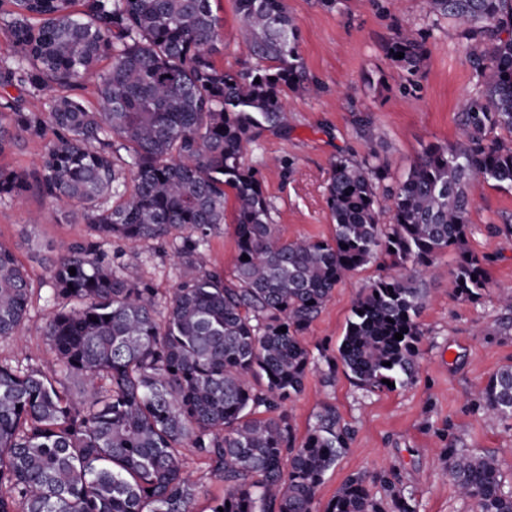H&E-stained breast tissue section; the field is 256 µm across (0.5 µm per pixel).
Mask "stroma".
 Here are the masks:
<instances>
[{
  "label": "stroma",
  "mask_w": 512,
  "mask_h": 512,
  "mask_svg": "<svg viewBox=\"0 0 512 512\" xmlns=\"http://www.w3.org/2000/svg\"><path fill=\"white\" fill-rule=\"evenodd\" d=\"M300 27V53L320 91L308 97L286 91L288 127L264 131L247 145L244 161L259 170L271 216L289 240H324L333 234L325 187L336 159L363 161L376 152L396 185L430 144L455 142L458 114L476 92L470 43L453 21L432 19L426 0H341L329 10L317 0H287ZM221 38L213 58L227 69L252 65L237 40L241 19L235 0H213ZM413 32L423 59L416 74L391 60L388 46L401 30ZM46 152L42 139L20 137L0 152V165L35 178ZM512 219V187L480 185L469 212L467 247L483 258L488 288L475 302L453 295L448 273L455 249L438 255L416 283L425 294L418 321L420 369L411 384L370 393L344 372L325 384L311 371L303 392L285 410L297 437H304L323 402L335 405L354 432L351 445L327 472L315 508L324 512L338 489L358 472L395 474L412 495L415 512H473L456 493L439 456L448 441L494 456L512 482V420L493 421L475 406L478 389L497 370L512 365V308L500 300L512 293V236L498 226ZM70 208L52 205L37 192L24 204L0 202V244L26 268L33 288L17 337L0 339V361H22L51 371L57 361L44 334L56 310L50 298V246L92 238ZM132 280L150 283L167 298L182 269L172 243L137 247L113 239L100 244ZM378 256L340 283L307 333L316 359L333 358L355 299L379 276L397 274Z\"/></svg>",
  "instance_id": "1"
}]
</instances>
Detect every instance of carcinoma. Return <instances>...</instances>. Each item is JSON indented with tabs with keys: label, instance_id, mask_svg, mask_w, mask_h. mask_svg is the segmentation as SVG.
<instances>
[{
	"label": "carcinoma",
	"instance_id": "1",
	"mask_svg": "<svg viewBox=\"0 0 512 512\" xmlns=\"http://www.w3.org/2000/svg\"><path fill=\"white\" fill-rule=\"evenodd\" d=\"M239 37L254 64L217 66L220 20L212 0H0V152L16 137L49 138L34 181L0 167V201L36 190L77 207L104 241H181L183 274L159 309L155 289L128 280L97 244L73 241L51 265L60 308L45 328L58 369L0 363V512H194L201 485L183 451L224 483L209 512H314L328 470L352 432L323 403L302 440L284 410L313 365L305 334L336 286L378 255L408 267L374 281L353 304L337 365L369 392L404 386L416 371L424 304L416 268L452 247L456 296L474 301L487 281L467 249L470 187H512V0H428L472 42L479 89L461 112V138L428 147L396 186L371 154L339 159L326 188L329 240L283 239L245 144L288 126L287 90L309 92L300 32L286 0H235ZM414 73L420 42L400 31L391 54ZM100 110L72 91L99 63ZM260 82H255V79ZM44 99L26 109L6 89ZM233 197L231 276L201 254ZM391 223L379 224L385 201ZM248 260H242V256ZM75 269L72 275L69 269ZM28 276L0 244V339L26 317ZM286 332H280L281 327ZM403 339H394V334ZM84 382L75 404L68 379ZM486 416L512 419V366L478 391ZM448 481L474 512H512L497 461L448 442ZM377 484L380 496L371 492ZM325 512H415L385 471L351 475Z\"/></svg>",
	"mask_w": 512,
	"mask_h": 512
}]
</instances>
